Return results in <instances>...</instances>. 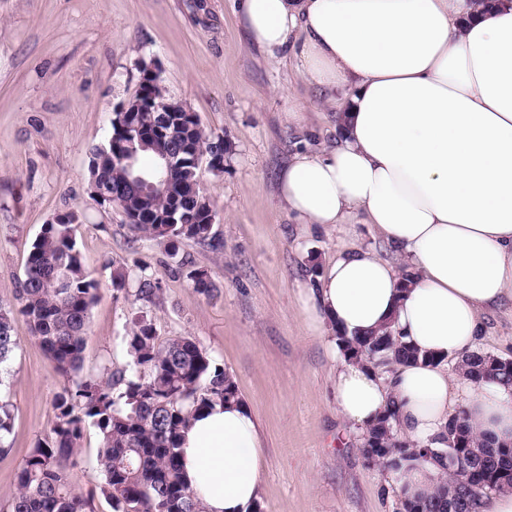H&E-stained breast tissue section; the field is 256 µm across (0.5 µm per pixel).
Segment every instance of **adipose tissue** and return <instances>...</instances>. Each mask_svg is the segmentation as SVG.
Instances as JSON below:
<instances>
[{
    "instance_id": "1",
    "label": "adipose tissue",
    "mask_w": 512,
    "mask_h": 512,
    "mask_svg": "<svg viewBox=\"0 0 512 512\" xmlns=\"http://www.w3.org/2000/svg\"><path fill=\"white\" fill-rule=\"evenodd\" d=\"M240 18L336 107L332 137L281 171L280 200L304 225L358 215L397 256L338 255L306 292L309 319L349 337L388 329L425 355L388 373L341 359L337 413L365 433L394 410L395 435L420 447L461 413L512 441V389L445 367L477 348L483 312L512 300V0H240ZM262 462L244 403L215 404L182 433L207 512H246ZM438 476L425 459L387 473L405 498Z\"/></svg>"
}]
</instances>
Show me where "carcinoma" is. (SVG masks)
<instances>
[{
	"label": "carcinoma",
	"instance_id": "obj_1",
	"mask_svg": "<svg viewBox=\"0 0 512 512\" xmlns=\"http://www.w3.org/2000/svg\"><path fill=\"white\" fill-rule=\"evenodd\" d=\"M132 121L136 134H154L161 113L155 104H167L169 118L185 116L183 103L172 98L162 81L146 79L132 97ZM222 139L212 141L197 119L175 129L171 146L185 159L173 167L170 177L174 195L164 198L143 193L121 163L124 139L116 138L92 149L90 183L111 193L118 209L137 232L164 243L173 257L183 241L215 245L211 234L215 219L212 200L200 190V166L195 159L208 157L219 169L224 163ZM73 212L57 215L43 225L34 240L20 288L19 313L25 316L44 351L64 376H79L84 345L99 282L82 264L72 236ZM192 288L210 294L215 284L207 271L193 269ZM13 311L0 307V365L16 342L12 334ZM127 344L132 357L130 373L116 380L81 379L66 388L55 402L51 436L25 456L18 471L19 493L12 512H88L90 501L69 484L77 441L89 421L100 436L98 464L101 492L112 504V512H205L203 502L184 480L180 464L182 431L190 419L217 400L238 401L232 376L215 363L189 336L160 342L141 313L131 320ZM343 355L369 360L406 363L419 358L416 349L389 331L363 337H340ZM456 367L474 382L493 380L512 387V360H492V354L476 350L461 356ZM390 411L364 439V452L390 470H398L412 457L431 460L443 478L433 492L400 502L402 512H448V505L462 495L471 502L469 512H481L488 492L512 489V476H498L504 467L512 470V447L496 439H478L465 417L446 427L440 448L415 446L396 439ZM11 404L0 399V452L10 450ZM474 457L465 468L450 463L458 452Z\"/></svg>",
	"mask_w": 512,
	"mask_h": 512
}]
</instances>
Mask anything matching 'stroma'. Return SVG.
Instances as JSON below:
<instances>
[{
	"mask_svg": "<svg viewBox=\"0 0 512 512\" xmlns=\"http://www.w3.org/2000/svg\"><path fill=\"white\" fill-rule=\"evenodd\" d=\"M155 62L169 93L223 138L220 169H203L219 248L192 241L181 252L215 283L194 290L188 269L163 243L139 236L89 189L91 149L111 132L114 108L138 88L139 64ZM307 108V128L288 125L289 101ZM322 103L290 54L253 47L236 0H0V307L15 310L30 246L44 224L76 212L83 264L100 282L81 378L126 370V336L143 312L159 341L194 338L235 380L262 437L261 512H399L400 497L369 463L363 438L336 413L339 359L332 332L310 324L303 292L311 264L326 266L360 246L392 249L371 225L304 230L280 202L277 178L302 143L331 129ZM191 266V267H192ZM128 276L112 289V275ZM161 285L137 299L140 279ZM479 347L512 359V302L484 316ZM16 347L0 372L13 406L10 449L0 454V512H10L23 458L55 421L69 381L45 355L27 320L13 319ZM69 472L93 512H112L101 494L100 438L85 424Z\"/></svg>",
	"mask_w": 512,
	"mask_h": 512,
	"instance_id": "stroma-1",
	"label": "stroma"
}]
</instances>
